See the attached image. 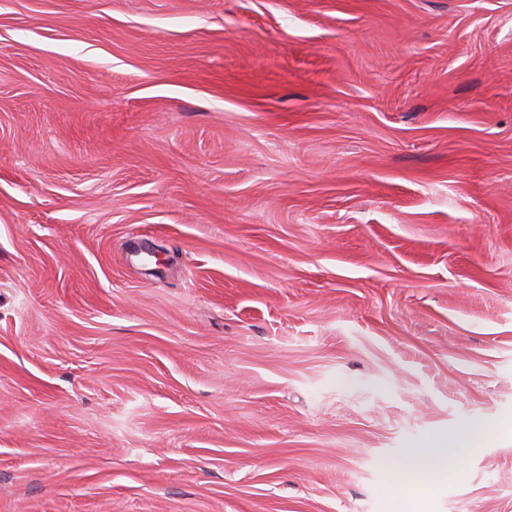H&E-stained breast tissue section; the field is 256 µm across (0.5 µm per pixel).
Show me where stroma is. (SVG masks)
I'll return each mask as SVG.
<instances>
[{"mask_svg":"<svg viewBox=\"0 0 512 512\" xmlns=\"http://www.w3.org/2000/svg\"><path fill=\"white\" fill-rule=\"evenodd\" d=\"M0 512H512V0H0ZM490 427L481 423L467 422L455 434L448 436L447 449L410 448L394 470L395 484L401 491L418 486L431 477L448 478L465 461V456L456 448H468L472 453L481 448Z\"/></svg>","mask_w":512,"mask_h":512,"instance_id":"35a3bbf8","label":"stroma"}]
</instances>
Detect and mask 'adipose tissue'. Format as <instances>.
<instances>
[{
  "mask_svg": "<svg viewBox=\"0 0 512 512\" xmlns=\"http://www.w3.org/2000/svg\"><path fill=\"white\" fill-rule=\"evenodd\" d=\"M489 432L487 425L467 422L449 436L445 451L432 448L408 449L394 470L396 485L405 491L432 477L451 476L464 462L465 451L478 450Z\"/></svg>",
  "mask_w": 512,
  "mask_h": 512,
  "instance_id": "1",
  "label": "adipose tissue"
}]
</instances>
